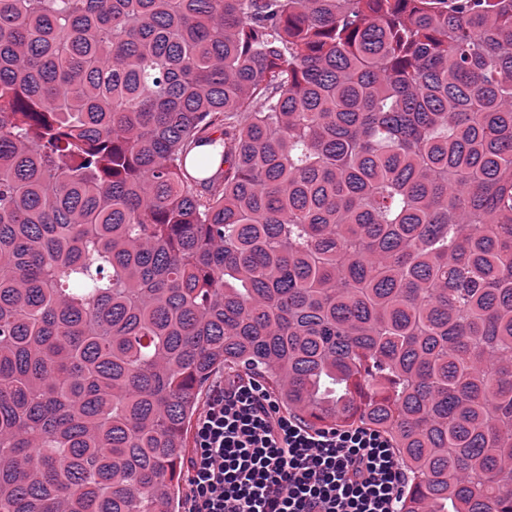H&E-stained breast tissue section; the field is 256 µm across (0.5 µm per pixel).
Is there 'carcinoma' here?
Returning a JSON list of instances; mask_svg holds the SVG:
<instances>
[{
  "mask_svg": "<svg viewBox=\"0 0 512 512\" xmlns=\"http://www.w3.org/2000/svg\"><path fill=\"white\" fill-rule=\"evenodd\" d=\"M225 368L512 512V0H0V512H176Z\"/></svg>",
  "mask_w": 512,
  "mask_h": 512,
  "instance_id": "cac0c4a2",
  "label": "carcinoma"
}]
</instances>
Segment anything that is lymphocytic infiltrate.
Returning a JSON list of instances; mask_svg holds the SVG:
<instances>
[{
	"instance_id": "lymphocytic-infiltrate-1",
	"label": "lymphocytic infiltrate",
	"mask_w": 512,
	"mask_h": 512,
	"mask_svg": "<svg viewBox=\"0 0 512 512\" xmlns=\"http://www.w3.org/2000/svg\"><path fill=\"white\" fill-rule=\"evenodd\" d=\"M186 473L184 512H400L407 485L384 432L310 424L242 373L203 401Z\"/></svg>"
}]
</instances>
